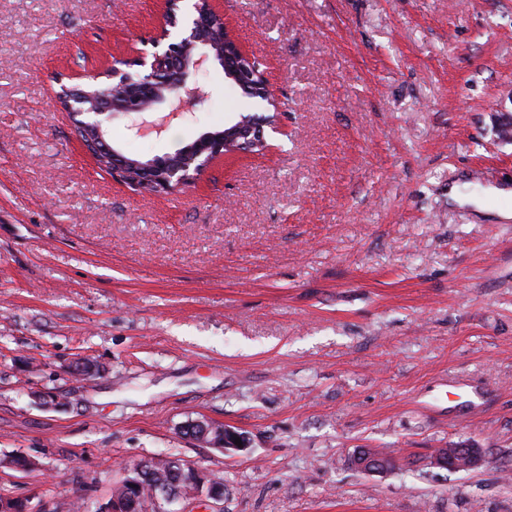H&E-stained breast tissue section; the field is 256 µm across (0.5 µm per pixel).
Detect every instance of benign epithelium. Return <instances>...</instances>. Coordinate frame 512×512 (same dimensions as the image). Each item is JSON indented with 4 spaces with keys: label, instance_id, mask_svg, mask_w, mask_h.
Listing matches in <instances>:
<instances>
[{
    "label": "benign epithelium",
    "instance_id": "7a95c632",
    "mask_svg": "<svg viewBox=\"0 0 512 512\" xmlns=\"http://www.w3.org/2000/svg\"><path fill=\"white\" fill-rule=\"evenodd\" d=\"M177 0H169L166 6L164 25L160 33L149 39L151 49L142 50L133 58H112V64L104 71L89 75L93 82L100 77L109 81V87L91 99L86 93H73L69 88L58 93L64 101L65 111L75 120L80 129L101 130L112 120V116L123 114L135 116L132 127L139 134L146 129L145 114L166 112L172 118H181L188 106L199 98V89L189 83L190 72L206 69L214 62L224 68V78L239 87L243 93L262 100L269 99L268 82L258 61L247 53L239 40L228 34L221 45L212 39L214 30L209 14H223L216 8L215 0H206L209 11L194 20L189 28L176 25L174 9ZM270 120L255 117L252 122L235 126L223 136H214L197 143L195 156L201 161L200 171H205L217 158L224 156V148L232 145L239 152L264 143V127ZM111 173L135 190L145 194H160L162 189L174 185L183 188L195 182L180 173L177 168L155 162L139 165L111 150ZM193 438L214 448L246 449L247 438L232 429L208 420L188 422ZM241 445L235 444V439ZM353 467L367 474H384L391 468L372 450H365L353 458ZM479 461L474 448H456L452 452H436L430 464L456 472L473 469ZM180 479H174L160 488V496L154 499L155 512H166L167 506L176 501L190 500L200 512H208L212 502L222 499L224 489L214 483L201 480L196 489L185 492L179 487Z\"/></svg>",
    "mask_w": 512,
    "mask_h": 512
}]
</instances>
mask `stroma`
Masks as SVG:
<instances>
[{"mask_svg": "<svg viewBox=\"0 0 512 512\" xmlns=\"http://www.w3.org/2000/svg\"><path fill=\"white\" fill-rule=\"evenodd\" d=\"M219 7L281 131L145 196L85 153L54 76L135 56L163 0H0V459L36 464L0 466V494L96 512L171 457L223 478L215 512H512V0ZM189 81L184 118L117 116L114 147L160 156L257 109L219 65ZM361 448L397 468L354 470ZM184 427L188 428L191 434L193 433L194 439L214 448L244 450L248 447V441L244 435L208 420L190 421ZM236 438H240L242 446L235 444ZM453 452H435L430 457V464L449 471H461L473 469L478 461L479 454L476 448H453Z\"/></svg>", "mask_w": 512, "mask_h": 512, "instance_id": "stroma-1", "label": "stroma"}]
</instances>
